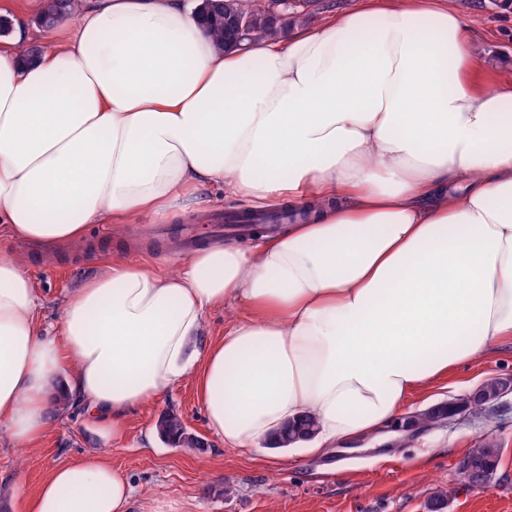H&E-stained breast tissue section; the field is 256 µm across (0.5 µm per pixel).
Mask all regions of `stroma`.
<instances>
[{"label": "stroma", "instance_id": "stroma-1", "mask_svg": "<svg viewBox=\"0 0 512 512\" xmlns=\"http://www.w3.org/2000/svg\"><path fill=\"white\" fill-rule=\"evenodd\" d=\"M468 20L484 85L512 83V0H475ZM200 210L176 217L179 225H205L220 215L251 210V203L224 189L205 193ZM157 223L133 222L108 232L92 225L85 240L51 258L32 246L0 240V255L18 254L39 290L38 322L58 333L61 306L70 290L94 275L101 261L122 257L174 272L189 251L157 237ZM512 378V345L449 369L441 381L414 393L412 411L463 397L485 380ZM174 412L206 442L192 451L144 436L161 414ZM125 434L112 440L73 409L60 414L33 448L12 447L0 429V512H20L11 498L14 485L34 490L59 463L92 453L107 455L132 487L135 512H428L430 498L446 495V512H512V392L494 407L400 440L392 448L357 441L343 448L308 454L299 448L256 451L225 447L208 428L195 385L185 380L164 395L130 411ZM502 448L496 475L487 488L460 483L457 467L470 448L486 437Z\"/></svg>", "mask_w": 512, "mask_h": 512}]
</instances>
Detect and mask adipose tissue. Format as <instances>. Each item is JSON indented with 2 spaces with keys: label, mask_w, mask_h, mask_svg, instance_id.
I'll list each match as a JSON object with an SVG mask.
<instances>
[{
  "label": "adipose tissue",
  "mask_w": 512,
  "mask_h": 512,
  "mask_svg": "<svg viewBox=\"0 0 512 512\" xmlns=\"http://www.w3.org/2000/svg\"><path fill=\"white\" fill-rule=\"evenodd\" d=\"M0 47V237L44 256L90 225L167 218L231 187L306 220L173 273L114 258L58 335L0 256V428L37 445L59 403L113 438L185 379L229 448L309 415V453L386 435L407 399L512 342V84L478 87L466 14L440 0L334 16L218 50L188 0H82L73 36ZM246 308L223 338L209 310ZM22 512H132L101 456L55 467Z\"/></svg>",
  "instance_id": "1"
}]
</instances>
